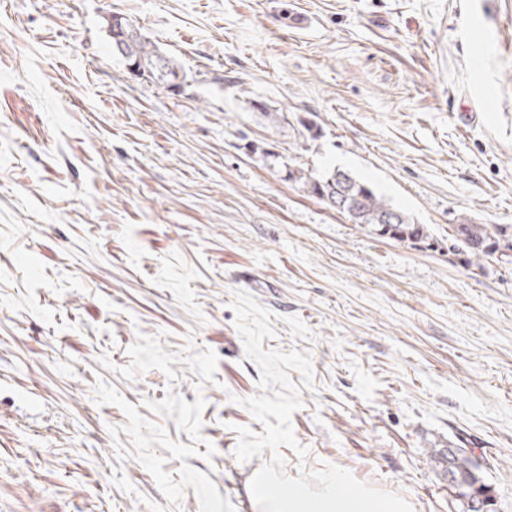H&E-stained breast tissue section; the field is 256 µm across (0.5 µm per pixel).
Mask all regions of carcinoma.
Segmentation results:
<instances>
[{"label":"carcinoma","mask_w":512,"mask_h":512,"mask_svg":"<svg viewBox=\"0 0 512 512\" xmlns=\"http://www.w3.org/2000/svg\"><path fill=\"white\" fill-rule=\"evenodd\" d=\"M135 51L142 75L164 83L179 78L177 64L164 57L147 36L140 35ZM288 176L301 182L309 194L321 201L326 197H344L346 207L355 214V223L371 234L383 227L381 220L385 216L396 213L399 223L388 225V232L395 239L413 245L428 239L424 225L414 223L405 212L389 204L373 187L344 170L335 169L321 174L296 170L288 172ZM448 240L451 241V248L462 254L470 266L480 267L482 262L494 258L496 254L512 263V225L474 224L469 217L461 216L452 225ZM440 460L445 464L448 483L454 487H465V493L459 499L461 512H479L478 501L472 494L476 489H488L490 485L479 476L478 466L468 449L450 448L442 454Z\"/></svg>","instance_id":"carcinoma-1"}]
</instances>
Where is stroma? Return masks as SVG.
<instances>
[{"instance_id": "35a3bbf8", "label": "stroma", "mask_w": 512, "mask_h": 512, "mask_svg": "<svg viewBox=\"0 0 512 512\" xmlns=\"http://www.w3.org/2000/svg\"><path fill=\"white\" fill-rule=\"evenodd\" d=\"M116 14L176 85L113 53ZM334 168L428 243L370 234L289 177ZM461 215L512 225V0H0V512H199L118 455L127 418L94 403L100 380L147 418L167 393L204 397L216 453L186 463L257 512L271 454L234 456L236 426L263 430L241 404L260 371L238 290L273 314L264 348L314 365L290 476L330 463L459 512L432 451L463 440L488 512H512V264L464 265ZM191 330L215 383L184 363L121 376L138 336L174 353Z\"/></svg>"}]
</instances>
